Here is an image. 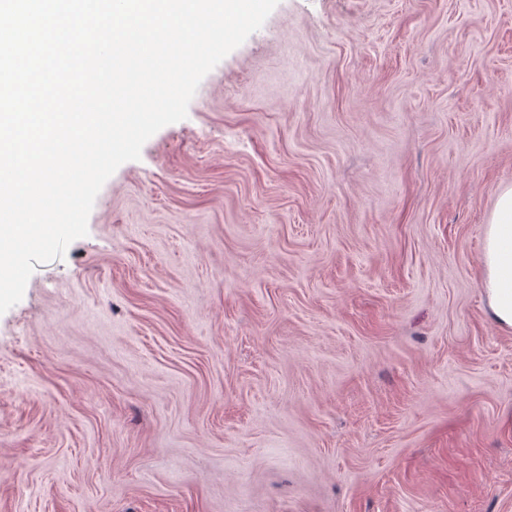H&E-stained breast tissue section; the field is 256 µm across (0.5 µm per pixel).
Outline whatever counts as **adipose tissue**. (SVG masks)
Returning a JSON list of instances; mask_svg holds the SVG:
<instances>
[{
  "label": "adipose tissue",
  "instance_id": "1",
  "mask_svg": "<svg viewBox=\"0 0 512 512\" xmlns=\"http://www.w3.org/2000/svg\"><path fill=\"white\" fill-rule=\"evenodd\" d=\"M481 264L488 311L499 327L512 330V185L497 194L485 226Z\"/></svg>",
  "mask_w": 512,
  "mask_h": 512
}]
</instances>
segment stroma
<instances>
[{
	"label": "stroma",
	"instance_id": "stroma-1",
	"mask_svg": "<svg viewBox=\"0 0 512 512\" xmlns=\"http://www.w3.org/2000/svg\"><path fill=\"white\" fill-rule=\"evenodd\" d=\"M512 0H279L0 315V512H512ZM484 294L495 323L512 330V185L497 193L481 253Z\"/></svg>",
	"mask_w": 512,
	"mask_h": 512
}]
</instances>
